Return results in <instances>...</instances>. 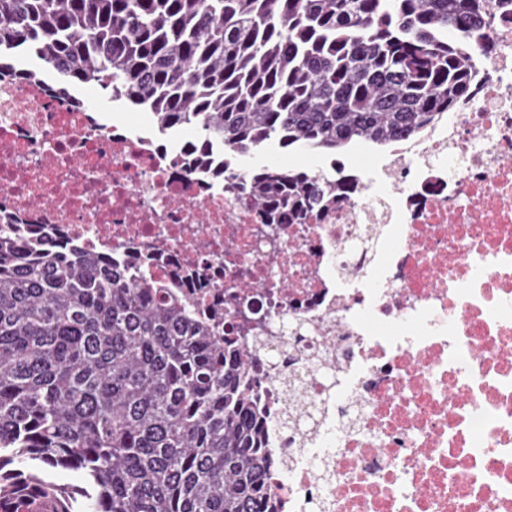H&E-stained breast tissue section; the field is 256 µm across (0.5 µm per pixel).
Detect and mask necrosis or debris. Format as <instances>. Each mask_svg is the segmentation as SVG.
<instances>
[{"label": "necrosis or debris", "mask_w": 512, "mask_h": 512, "mask_svg": "<svg viewBox=\"0 0 512 512\" xmlns=\"http://www.w3.org/2000/svg\"><path fill=\"white\" fill-rule=\"evenodd\" d=\"M487 5L457 111L368 165L300 148L355 184L302 224L242 188L273 157L201 164L181 129L0 78V233L149 275L247 347L277 512H512V0Z\"/></svg>", "instance_id": "1"}]
</instances>
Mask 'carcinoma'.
Returning <instances> with one entry per match:
<instances>
[{
    "instance_id": "cac0c4a2",
    "label": "carcinoma",
    "mask_w": 512,
    "mask_h": 512,
    "mask_svg": "<svg viewBox=\"0 0 512 512\" xmlns=\"http://www.w3.org/2000/svg\"><path fill=\"white\" fill-rule=\"evenodd\" d=\"M486 2L0 0V75L29 51L206 149L383 147L469 95ZM244 189L274 224L351 194L272 168ZM255 382L158 282L0 235V512H254Z\"/></svg>"
}]
</instances>
